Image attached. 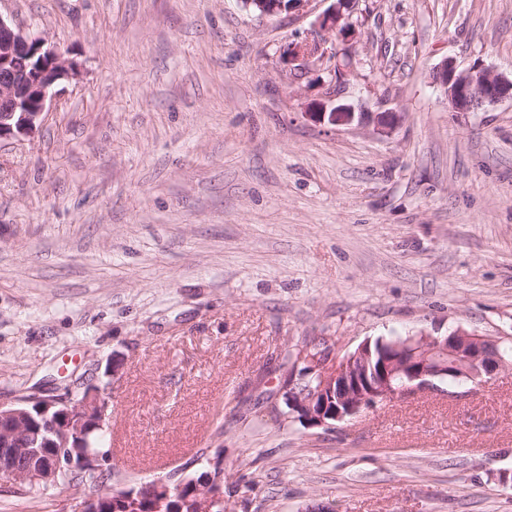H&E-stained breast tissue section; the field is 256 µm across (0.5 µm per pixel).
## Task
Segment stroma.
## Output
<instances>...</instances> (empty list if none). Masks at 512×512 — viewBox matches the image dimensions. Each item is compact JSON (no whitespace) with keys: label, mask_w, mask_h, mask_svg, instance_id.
I'll return each mask as SVG.
<instances>
[{"label":"stroma","mask_w":512,"mask_h":512,"mask_svg":"<svg viewBox=\"0 0 512 512\" xmlns=\"http://www.w3.org/2000/svg\"><path fill=\"white\" fill-rule=\"evenodd\" d=\"M328 7L0 0L81 65L0 143V400L107 386L113 484L220 448L224 512H512V368L333 430L285 414L288 349L512 345V99L455 112L433 83L450 57L512 78V0H357L351 47ZM305 37L329 50L308 72L284 60ZM328 99L369 118L308 117ZM75 496L0 487V512ZM286 0H242L245 8L251 9L260 17H267L276 15L283 10L302 9L304 4L309 0H289L288 5L285 4ZM341 20V6H337L336 3H333V5L322 14V16L317 18L315 25L321 30H331L342 42L350 46L357 38V33L348 23H341Z\"/></svg>","instance_id":"1"}]
</instances>
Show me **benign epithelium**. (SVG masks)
Returning a JSON list of instances; mask_svg holds the SVG:
<instances>
[{"label":"benign epithelium","mask_w":512,"mask_h":512,"mask_svg":"<svg viewBox=\"0 0 512 512\" xmlns=\"http://www.w3.org/2000/svg\"><path fill=\"white\" fill-rule=\"evenodd\" d=\"M308 0H242L245 8L260 17L276 15L288 8L301 9ZM315 25L334 32L352 45L356 31L342 21L341 7L332 5ZM328 53L318 40L302 39L288 44L286 60L304 70ZM79 64L65 57L42 37H31L0 16V142L33 134L44 122L54 86L78 75ZM456 112H470L512 96V80L489 69H459L448 58L433 75ZM370 341L356 351L326 364V353L305 359L316 386L291 401V407L306 412L312 427L332 429L358 416L379 402L436 390L435 381L448 376V367H459L462 375L486 383L507 366L496 341L463 329L451 336H410L393 347V354L370 364ZM112 422V403L107 387L98 385L75 395L46 398L37 393L20 396L10 404L0 402V485L44 489L57 481L62 460L73 465L68 448L83 447L90 429L104 431ZM215 461L208 459V475L198 487L190 512H212L224 484L214 477ZM173 480L168 475L149 481L144 488L153 493L152 512H169L168 498L160 496Z\"/></svg>","instance_id":"1"}]
</instances>
